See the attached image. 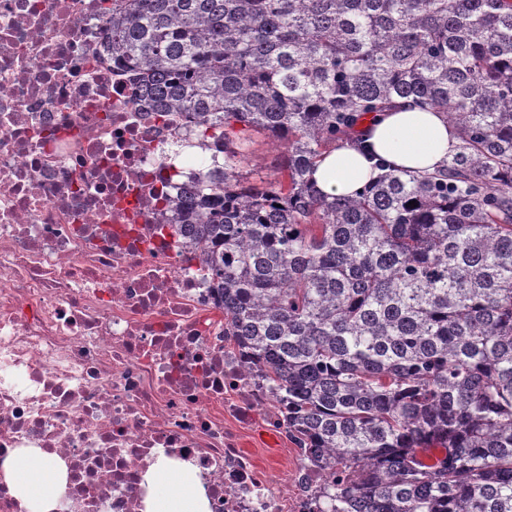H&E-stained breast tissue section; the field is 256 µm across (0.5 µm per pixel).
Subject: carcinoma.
I'll use <instances>...</instances> for the list:
<instances>
[{
	"mask_svg": "<svg viewBox=\"0 0 512 512\" xmlns=\"http://www.w3.org/2000/svg\"><path fill=\"white\" fill-rule=\"evenodd\" d=\"M106 32L224 151L174 212L327 477L314 512H512V0H112ZM402 100L457 129L442 168L317 190L322 156ZM252 131L286 142L263 188Z\"/></svg>",
	"mask_w": 512,
	"mask_h": 512,
	"instance_id": "carcinoma-1",
	"label": "carcinoma"
}]
</instances>
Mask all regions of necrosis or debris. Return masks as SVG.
I'll list each match as a JSON object with an SVG mask.
<instances>
[{
	"instance_id": "1",
	"label": "necrosis or debris",
	"mask_w": 512,
	"mask_h": 512,
	"mask_svg": "<svg viewBox=\"0 0 512 512\" xmlns=\"http://www.w3.org/2000/svg\"><path fill=\"white\" fill-rule=\"evenodd\" d=\"M111 0H0V462H59L57 512H143L156 450L194 462L209 512H312L326 481L254 427L287 436L282 405L224 337L207 265L172 202L221 170L195 126L155 111L112 68Z\"/></svg>"
}]
</instances>
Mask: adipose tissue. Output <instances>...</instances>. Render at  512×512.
Wrapping results in <instances>:
<instances>
[{
    "label": "adipose tissue",
    "instance_id": "adipose-tissue-1",
    "mask_svg": "<svg viewBox=\"0 0 512 512\" xmlns=\"http://www.w3.org/2000/svg\"><path fill=\"white\" fill-rule=\"evenodd\" d=\"M360 129L361 145L336 147L317 164L313 179L322 193L353 194L378 176L374 166L378 158L397 169L435 171L459 146L456 130L444 113L410 104L365 120ZM0 466L11 495L27 512H55L65 490V474L45 454L30 448L23 457L7 456ZM141 485L144 512H209L199 471L190 462L157 455L143 473Z\"/></svg>",
    "mask_w": 512,
    "mask_h": 512
}]
</instances>
